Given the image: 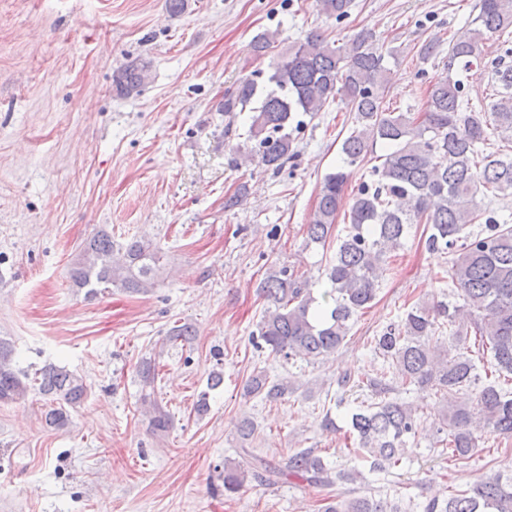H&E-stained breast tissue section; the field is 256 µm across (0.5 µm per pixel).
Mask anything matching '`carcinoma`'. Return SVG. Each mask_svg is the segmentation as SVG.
<instances>
[{
	"instance_id": "obj_1",
	"label": "carcinoma",
	"mask_w": 512,
	"mask_h": 512,
	"mask_svg": "<svg viewBox=\"0 0 512 512\" xmlns=\"http://www.w3.org/2000/svg\"><path fill=\"white\" fill-rule=\"evenodd\" d=\"M352 0H316L319 11L341 19ZM473 28L455 38L448 50L446 74L427 90L422 112H392L383 105L391 68L392 50L376 46L368 33L338 45L319 30L288 47L275 63L266 90L254 79L239 83L225 94L219 111L251 112L247 138L260 147L246 159L278 170L292 156L293 139L288 126L294 113L313 115L338 98L354 113L355 125L342 140V165L325 174L317 204L306 227L308 241L336 243L325 276L330 288L317 302L312 289L285 266H271L257 288L269 304L251 331L258 349L266 348L283 359L314 363L329 357L345 344L350 321L372 307L377 298L380 265L402 246L412 228L431 254L450 256L448 287L457 297L413 304L371 338L369 347L379 361L360 372L357 386L374 400L351 409L338 425L325 413L322 428L344 432L352 440L353 453L369 463V472L388 473L406 459L410 440L423 430L418 409L401 394L408 387L434 391L439 400L436 443L448 448V457L463 467L479 448L472 432L474 420L494 433L512 437V389L493 381L474 390L476 365L471 346L489 356L498 375H512V225L499 223L492 212L481 208L482 192L512 189V154L483 153L488 130L512 142V66L494 71L500 91L486 108L476 109L465 98L456 69L476 57L478 43L487 35L512 30V0H480ZM149 62L134 59L117 69L112 85L120 96L138 93L144 86ZM386 147L381 163L371 167L372 180L363 181L351 197H345L348 168L373 153L377 144ZM348 218L337 231L339 213ZM478 225L473 232L470 227ZM112 236L101 232L83 247L70 269L80 288L96 295L122 287L144 292L152 287L161 256L152 244L133 240L117 248L123 257L114 259ZM448 333V342L440 334ZM195 336L189 323L171 326L165 341L189 344ZM473 345H467V341ZM10 343L0 338V404L24 399L34 390L55 403L45 418L49 425L64 428L69 410L79 406L88 387L76 374L54 365L35 372L19 371L12 364ZM142 386L154 388L156 363L145 359L137 371ZM293 391L290 382L254 371L243 385L246 399L259 397L273 402ZM149 425L166 432L171 417L151 394ZM237 457L224 460V493L236 494L251 475L267 485L283 477H296L309 486L339 485L343 491L323 498L319 512H404L391 503L360 491L364 482L355 469L333 470L316 448H300L288 456L282 468L254 452L251 441L254 421L241 417L236 425ZM446 433L441 438L439 434ZM423 512H512V474L499 471L481 476L465 489L421 505Z\"/></svg>"
}]
</instances>
